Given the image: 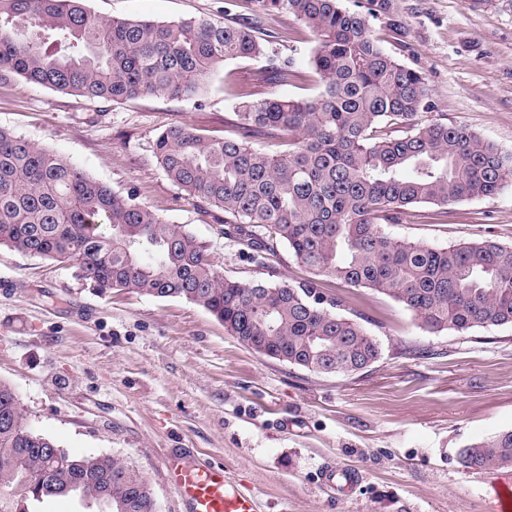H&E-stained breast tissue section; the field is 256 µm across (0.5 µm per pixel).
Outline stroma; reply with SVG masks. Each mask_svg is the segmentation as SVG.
<instances>
[{
  "label": "stroma",
  "mask_w": 512,
  "mask_h": 512,
  "mask_svg": "<svg viewBox=\"0 0 512 512\" xmlns=\"http://www.w3.org/2000/svg\"><path fill=\"white\" fill-rule=\"evenodd\" d=\"M370 19L381 48L421 72L427 118L463 125L512 153V0H386ZM106 18L166 21L259 17L272 53L298 78L270 85L265 59L225 63L187 100L121 104L0 83V127L76 164L114 191H136L168 223L205 242L217 271L294 282L307 272L279 246L257 266L224 236V213L187 200L164 175L154 141L186 123L227 137L241 93L314 94L311 35L257 0H88ZM397 240L512 245V187L448 208L420 204L389 225ZM380 342L348 376L320 375L258 354L204 308L113 292L103 298L71 263L0 247V381L25 423L75 454L134 466L157 512H188L166 464L219 462L257 492L259 512H492L512 471L464 469L467 445L512 430V326L431 334L392 298L324 282Z\"/></svg>",
  "instance_id": "35a3bbf8"
}]
</instances>
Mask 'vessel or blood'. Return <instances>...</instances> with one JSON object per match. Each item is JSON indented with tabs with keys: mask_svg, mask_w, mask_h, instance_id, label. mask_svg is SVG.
Instances as JSON below:
<instances>
[{
	"mask_svg": "<svg viewBox=\"0 0 512 512\" xmlns=\"http://www.w3.org/2000/svg\"><path fill=\"white\" fill-rule=\"evenodd\" d=\"M169 472L190 512H258L256 493L239 487L223 465L208 462L186 467L174 460Z\"/></svg>",
	"mask_w": 512,
	"mask_h": 512,
	"instance_id": "b4317fda",
	"label": "vessel or blood"
}]
</instances>
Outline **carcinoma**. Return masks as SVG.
I'll list each match as a JSON object with an SVG mask.
<instances>
[{"instance_id":"obj_1","label":"carcinoma","mask_w":512,"mask_h":512,"mask_svg":"<svg viewBox=\"0 0 512 512\" xmlns=\"http://www.w3.org/2000/svg\"><path fill=\"white\" fill-rule=\"evenodd\" d=\"M88 0H0V83L123 103L192 99L224 63L268 57L278 38L212 18H105ZM313 36L321 76L306 98L242 95L235 136L207 138L179 123L161 132L155 158L187 199L224 211L225 235L258 265L277 245L313 278L244 281L221 275L208 246L169 224L131 191L0 127V246L68 261L99 295L127 290L197 304L258 353L317 374L351 375L382 355L343 299L319 278L368 288L401 303L423 330L468 334L512 326V245L396 241L385 231L419 204L441 208L512 184V154L461 125L424 123L423 75L387 55L366 16L341 0H258ZM272 79L295 76L291 59ZM288 137L285 151L253 141ZM468 470H511L512 430L459 453ZM77 496L88 512H157L134 467L77 456L23 422L14 388L0 382V512H31L46 498Z\"/></svg>"}]
</instances>
